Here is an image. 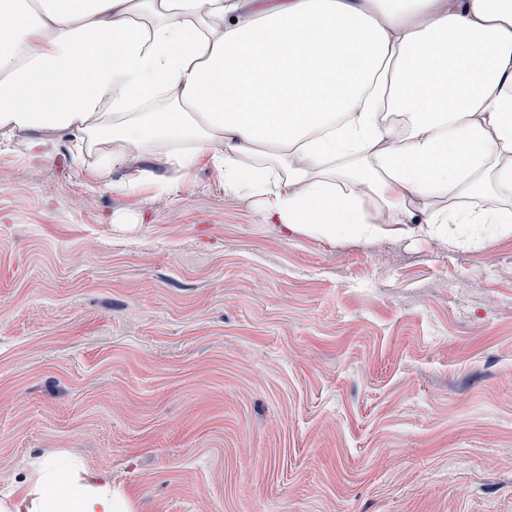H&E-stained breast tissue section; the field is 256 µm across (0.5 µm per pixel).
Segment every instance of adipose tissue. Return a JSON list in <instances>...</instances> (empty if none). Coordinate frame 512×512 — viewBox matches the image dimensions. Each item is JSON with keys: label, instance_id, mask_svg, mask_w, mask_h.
I'll return each mask as SVG.
<instances>
[{"label": "adipose tissue", "instance_id": "ef3b65f1", "mask_svg": "<svg viewBox=\"0 0 512 512\" xmlns=\"http://www.w3.org/2000/svg\"><path fill=\"white\" fill-rule=\"evenodd\" d=\"M66 134L128 192L208 158L281 234L509 236L512 0H0V143ZM0 512L131 508L57 454Z\"/></svg>", "mask_w": 512, "mask_h": 512}]
</instances>
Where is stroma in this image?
<instances>
[{
	"instance_id": "1",
	"label": "stroma",
	"mask_w": 512,
	"mask_h": 512,
	"mask_svg": "<svg viewBox=\"0 0 512 512\" xmlns=\"http://www.w3.org/2000/svg\"><path fill=\"white\" fill-rule=\"evenodd\" d=\"M0 144V499L70 454L132 512H512V236H280Z\"/></svg>"
}]
</instances>
